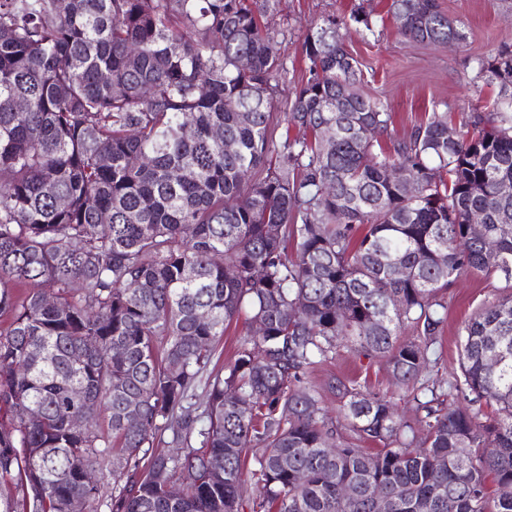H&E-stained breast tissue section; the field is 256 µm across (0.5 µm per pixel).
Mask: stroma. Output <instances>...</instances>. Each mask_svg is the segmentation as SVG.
I'll return each instance as SVG.
<instances>
[{
	"label": "stroma",
	"instance_id": "1",
	"mask_svg": "<svg viewBox=\"0 0 512 512\" xmlns=\"http://www.w3.org/2000/svg\"><path fill=\"white\" fill-rule=\"evenodd\" d=\"M390 0H280L277 13L268 19L275 31L288 75L277 99L278 106L293 100L306 64L301 44L314 20L333 15L347 18L352 9L364 6L375 21L372 34L344 29L347 49L361 63V90L381 100L391 114L388 143L409 136L432 113L447 114L461 124L473 111L488 112L498 96L497 85L479 77L475 59L490 57L505 43H512V0H439L442 10L459 22L466 38L452 45L413 43L401 36L385 13ZM503 278L475 273L459 278L448 289L447 320L433 350L439 374L448 377L459 364V330L478 308L506 294ZM357 380L371 389L387 388L391 374L381 362L373 364L342 351L321 369Z\"/></svg>",
	"mask_w": 512,
	"mask_h": 512
}]
</instances>
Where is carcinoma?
Returning a JSON list of instances; mask_svg holds the SVG:
<instances>
[{
    "mask_svg": "<svg viewBox=\"0 0 512 512\" xmlns=\"http://www.w3.org/2000/svg\"><path fill=\"white\" fill-rule=\"evenodd\" d=\"M279 2L0 0V479L21 492L0 512H98L108 461L109 512H376L383 493L389 512H512V85L470 130L434 112L388 151L391 115L328 16L277 112ZM389 13L416 43L466 38L437 0ZM476 64L512 79V44ZM474 271L509 293L464 322L459 372L431 385L444 294ZM241 318L234 361L205 376ZM341 347L386 361L413 418L387 391L314 380ZM168 430L177 459L155 449Z\"/></svg>",
    "mask_w": 512,
    "mask_h": 512,
    "instance_id": "cac0c4a2",
    "label": "carcinoma"
}]
</instances>
